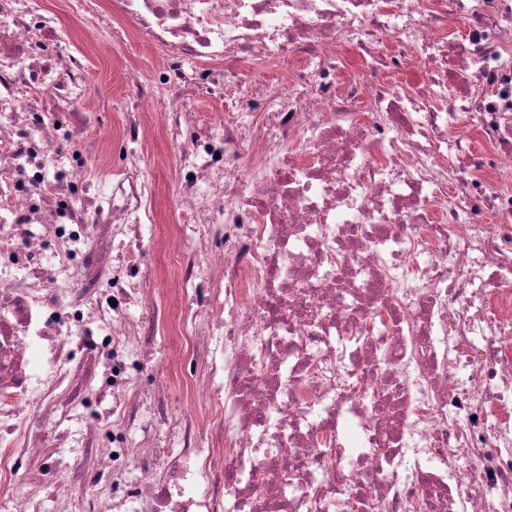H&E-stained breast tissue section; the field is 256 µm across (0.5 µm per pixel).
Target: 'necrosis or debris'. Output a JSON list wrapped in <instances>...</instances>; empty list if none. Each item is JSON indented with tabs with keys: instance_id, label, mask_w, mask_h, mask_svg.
Returning a JSON list of instances; mask_svg holds the SVG:
<instances>
[{
	"instance_id": "obj_1",
	"label": "necrosis or debris",
	"mask_w": 512,
	"mask_h": 512,
	"mask_svg": "<svg viewBox=\"0 0 512 512\" xmlns=\"http://www.w3.org/2000/svg\"><path fill=\"white\" fill-rule=\"evenodd\" d=\"M72 10L163 62L92 185L84 60L43 0H0V512H512V0ZM158 131L194 243L173 456L139 388Z\"/></svg>"
}]
</instances>
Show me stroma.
I'll return each instance as SVG.
<instances>
[{"label":"stroma","mask_w":512,"mask_h":512,"mask_svg":"<svg viewBox=\"0 0 512 512\" xmlns=\"http://www.w3.org/2000/svg\"><path fill=\"white\" fill-rule=\"evenodd\" d=\"M59 12L72 37V49L86 51L92 85L82 109L90 131L103 147L92 155L88 165L91 180H108L119 174L123 153L119 130L131 96L129 74L148 75L160 65L155 54L140 53L135 47L112 46L96 39L90 22L73 15L68 0H50ZM147 172L155 187L154 205L160 217L157 224L146 228L144 243L147 256L145 268L153 279L156 302L159 306L176 308L174 291L179 279L177 249L179 242L172 235V202L176 193L175 162L166 138L156 134L144 147ZM181 339L175 335L156 338L144 354L145 372L141 378L143 390H151L158 383H166L164 404L169 415L182 418L188 414L185 377L170 379L169 372L174 352Z\"/></svg>","instance_id":"stroma-1"}]
</instances>
